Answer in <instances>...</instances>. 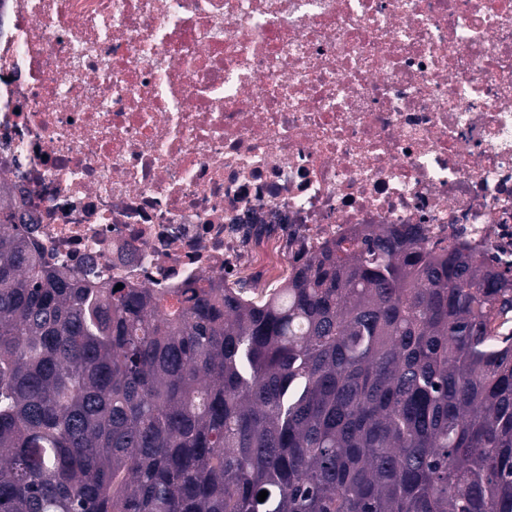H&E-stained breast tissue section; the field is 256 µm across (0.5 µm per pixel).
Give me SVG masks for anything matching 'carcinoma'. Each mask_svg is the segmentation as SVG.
<instances>
[{"label": "carcinoma", "instance_id": "cac0c4a2", "mask_svg": "<svg viewBox=\"0 0 512 512\" xmlns=\"http://www.w3.org/2000/svg\"><path fill=\"white\" fill-rule=\"evenodd\" d=\"M26 223L0 204V512H512V275L470 247L367 224L170 309Z\"/></svg>", "mask_w": 512, "mask_h": 512}]
</instances>
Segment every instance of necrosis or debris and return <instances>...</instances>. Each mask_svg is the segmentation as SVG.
<instances>
[{
    "mask_svg": "<svg viewBox=\"0 0 512 512\" xmlns=\"http://www.w3.org/2000/svg\"><path fill=\"white\" fill-rule=\"evenodd\" d=\"M7 9L0 187L82 283H271L363 224L512 270V0Z\"/></svg>",
    "mask_w": 512,
    "mask_h": 512,
    "instance_id": "obj_1",
    "label": "necrosis or debris"
}]
</instances>
